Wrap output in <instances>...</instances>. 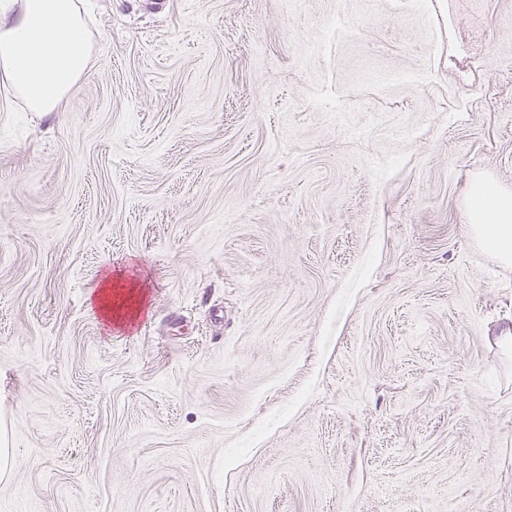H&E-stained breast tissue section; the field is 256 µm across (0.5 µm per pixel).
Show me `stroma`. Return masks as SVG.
Here are the masks:
<instances>
[{
	"mask_svg": "<svg viewBox=\"0 0 512 512\" xmlns=\"http://www.w3.org/2000/svg\"><path fill=\"white\" fill-rule=\"evenodd\" d=\"M0 87V512H512V0H91ZM111 272L145 296L108 325ZM0 1V79L30 112L60 111L94 63L81 0ZM466 223L479 247L512 267V191L486 180L470 185ZM124 288L126 285L119 278L112 279V275H108L103 279L100 287L89 296V306L109 323L134 319L142 310L144 297L140 293L137 306L126 307L122 297ZM118 300L121 302L119 303Z\"/></svg>",
	"mask_w": 512,
	"mask_h": 512,
	"instance_id": "obj_1",
	"label": "stroma"
}]
</instances>
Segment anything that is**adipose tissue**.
Segmentation results:
<instances>
[{
  "instance_id": "obj_1",
  "label": "adipose tissue",
  "mask_w": 512,
  "mask_h": 512,
  "mask_svg": "<svg viewBox=\"0 0 512 512\" xmlns=\"http://www.w3.org/2000/svg\"><path fill=\"white\" fill-rule=\"evenodd\" d=\"M91 33L82 0H0V81L32 112L60 111L91 69ZM466 223L479 247L512 267V191L477 179L470 185ZM121 280L105 277L89 305L105 321L123 322L139 308L122 303Z\"/></svg>"
}]
</instances>
